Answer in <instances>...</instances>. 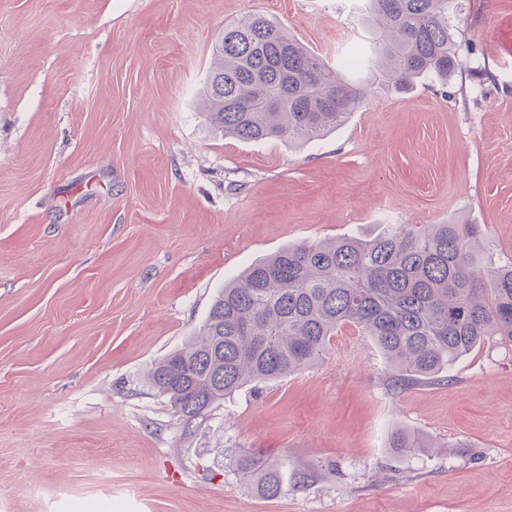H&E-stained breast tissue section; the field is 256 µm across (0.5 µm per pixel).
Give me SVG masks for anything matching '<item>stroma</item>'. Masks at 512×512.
<instances>
[{"label":"stroma","instance_id":"35a3bbf8","mask_svg":"<svg viewBox=\"0 0 512 512\" xmlns=\"http://www.w3.org/2000/svg\"><path fill=\"white\" fill-rule=\"evenodd\" d=\"M329 63L351 0H0V512H512V345L402 388L374 343L187 420L146 380L225 283L283 247L478 224L512 261V0H462L459 67L383 87L324 137L212 132L225 24ZM426 443L400 458L391 427ZM233 457L287 459L277 497Z\"/></svg>","mask_w":512,"mask_h":512}]
</instances>
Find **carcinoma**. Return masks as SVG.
I'll use <instances>...</instances> for the list:
<instances>
[{
	"label": "carcinoma",
	"mask_w": 512,
	"mask_h": 512,
	"mask_svg": "<svg viewBox=\"0 0 512 512\" xmlns=\"http://www.w3.org/2000/svg\"><path fill=\"white\" fill-rule=\"evenodd\" d=\"M365 2L369 41L334 66L265 16L226 24L203 90L212 129L244 142L309 140L345 122L375 84L407 89L454 75L459 45L449 19L458 0ZM481 236L478 224H389L369 239L284 247L224 286L197 336L147 379L191 421L246 385L324 360L350 325L401 384L435 382L490 340L512 344V263L484 261ZM389 447L411 452L425 442L396 429ZM234 465L262 495H279L280 465L254 457Z\"/></svg>",
	"instance_id": "carcinoma-1"
}]
</instances>
